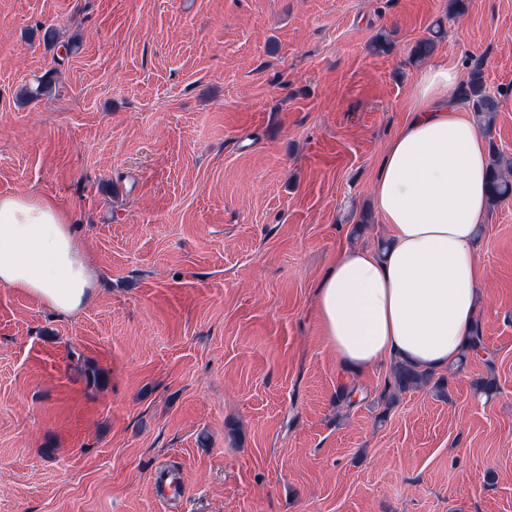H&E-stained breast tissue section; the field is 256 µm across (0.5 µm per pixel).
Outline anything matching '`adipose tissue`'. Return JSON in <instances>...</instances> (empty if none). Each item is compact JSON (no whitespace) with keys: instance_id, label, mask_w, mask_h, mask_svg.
Wrapping results in <instances>:
<instances>
[{"instance_id":"adipose-tissue-1","label":"adipose tissue","mask_w":512,"mask_h":512,"mask_svg":"<svg viewBox=\"0 0 512 512\" xmlns=\"http://www.w3.org/2000/svg\"><path fill=\"white\" fill-rule=\"evenodd\" d=\"M460 81L453 65L419 73L408 118L373 182L390 246L344 250L317 286V320L341 366L369 370L392 357L444 370L476 325L488 150L485 131L452 94ZM0 285L63 314L92 298V276L53 200L0 196Z\"/></svg>"}]
</instances>
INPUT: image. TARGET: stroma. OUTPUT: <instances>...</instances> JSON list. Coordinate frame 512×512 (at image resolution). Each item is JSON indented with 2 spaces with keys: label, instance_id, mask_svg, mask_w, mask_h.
<instances>
[{
  "label": "stroma",
  "instance_id": "obj_1",
  "mask_svg": "<svg viewBox=\"0 0 512 512\" xmlns=\"http://www.w3.org/2000/svg\"><path fill=\"white\" fill-rule=\"evenodd\" d=\"M447 7L0 0V194L55 200L95 280L69 315L0 286V512H162L163 464L179 512H512V198L479 237L488 353L446 397L385 407L392 361L346 371L314 315L389 238L372 184L423 64L483 60L512 156V0ZM155 494L167 511L174 512L184 497V485L179 471L161 465L154 473Z\"/></svg>",
  "mask_w": 512,
  "mask_h": 512
}]
</instances>
